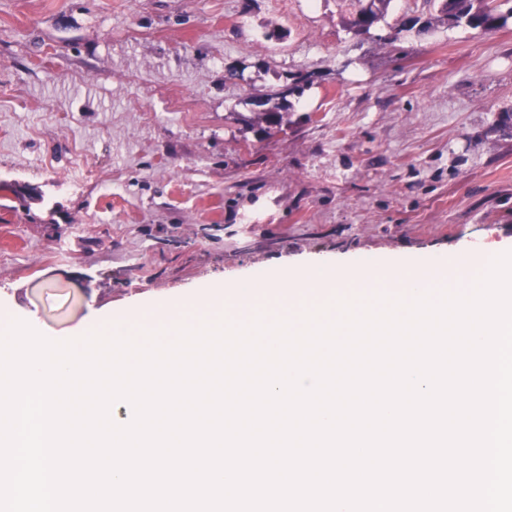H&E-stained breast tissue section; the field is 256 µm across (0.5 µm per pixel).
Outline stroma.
<instances>
[{
    "instance_id": "stroma-1",
    "label": "stroma",
    "mask_w": 512,
    "mask_h": 512,
    "mask_svg": "<svg viewBox=\"0 0 512 512\" xmlns=\"http://www.w3.org/2000/svg\"><path fill=\"white\" fill-rule=\"evenodd\" d=\"M340 0H0V304L52 340L316 259L512 242V26ZM316 71L288 130L237 114ZM348 1L349 17L346 29L354 36H366L376 28L387 14L391 0H344ZM435 13L402 18L390 33L380 36L384 43H393L403 32L425 34L440 28L464 27L480 32H492L512 25V8L502 11L497 0H431Z\"/></svg>"
}]
</instances>
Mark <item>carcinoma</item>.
I'll return each mask as SVG.
<instances>
[{
	"mask_svg": "<svg viewBox=\"0 0 512 512\" xmlns=\"http://www.w3.org/2000/svg\"><path fill=\"white\" fill-rule=\"evenodd\" d=\"M391 0H348L349 17L346 29L355 36H366L376 28L387 14ZM435 12L422 16L403 18L390 27V33L378 36L383 42L392 43L400 34L414 31L418 34L434 32L440 28L464 27L480 32H492L512 25V8L503 11L497 0H431ZM316 73L297 70L288 74L290 90L282 95L272 88L257 102L259 110L240 118L249 129L262 133L283 131L291 124L294 105L291 97L299 96L313 83Z\"/></svg>",
	"mask_w": 512,
	"mask_h": 512,
	"instance_id": "1",
	"label": "carcinoma"
}]
</instances>
